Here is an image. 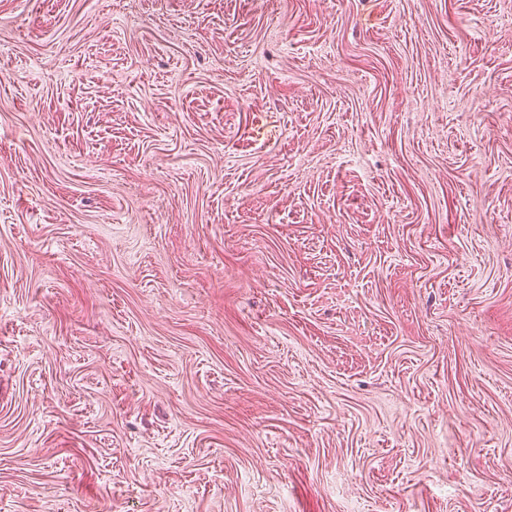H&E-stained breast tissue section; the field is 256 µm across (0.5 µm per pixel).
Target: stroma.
I'll use <instances>...</instances> for the list:
<instances>
[{"label": "stroma", "instance_id": "stroma-1", "mask_svg": "<svg viewBox=\"0 0 512 512\" xmlns=\"http://www.w3.org/2000/svg\"><path fill=\"white\" fill-rule=\"evenodd\" d=\"M0 512H512V0H0Z\"/></svg>", "mask_w": 512, "mask_h": 512}]
</instances>
